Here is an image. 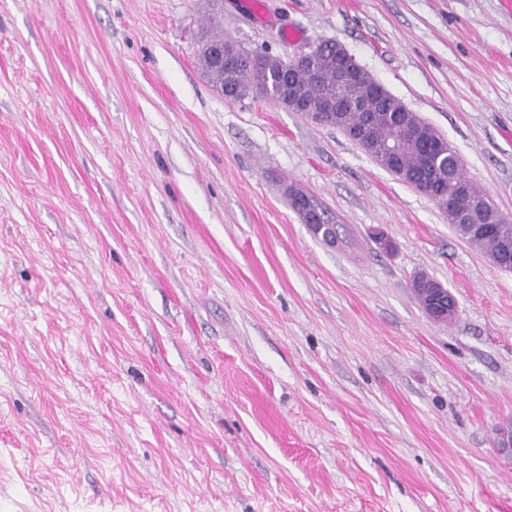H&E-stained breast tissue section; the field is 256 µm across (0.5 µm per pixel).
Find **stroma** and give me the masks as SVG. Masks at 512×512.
Listing matches in <instances>:
<instances>
[{
    "label": "stroma",
    "mask_w": 512,
    "mask_h": 512,
    "mask_svg": "<svg viewBox=\"0 0 512 512\" xmlns=\"http://www.w3.org/2000/svg\"><path fill=\"white\" fill-rule=\"evenodd\" d=\"M214 19L345 46L512 218V0H0V512H512V271L339 130L218 95ZM415 279H419L420 284L415 287L413 285V287L425 288V291L430 297V301L428 302V296L422 290L418 292V300H423L421 305L427 304L428 302L427 315L441 323H447L449 320L453 319L457 313V301L451 291L445 288L441 283L437 286L439 282L425 274H420ZM434 286L437 287L433 288Z\"/></svg>",
    "instance_id": "stroma-1"
}]
</instances>
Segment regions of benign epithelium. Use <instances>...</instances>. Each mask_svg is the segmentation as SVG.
Instances as JSON below:
<instances>
[{"label": "benign epithelium", "mask_w": 512, "mask_h": 512, "mask_svg": "<svg viewBox=\"0 0 512 512\" xmlns=\"http://www.w3.org/2000/svg\"><path fill=\"white\" fill-rule=\"evenodd\" d=\"M332 52L335 60L325 72L313 71L311 77L326 83H335L336 90L353 86L358 90V100L354 104L345 102L336 97V112L328 109L313 107L300 90V80L294 66L302 61H311L322 52ZM252 55L249 50L240 52H226L224 44L209 45L198 57V66L204 77L208 78L211 72L222 67L227 71L228 81L224 84L212 83L214 90L221 96L232 99L238 92V85L234 79L233 69L239 65V60ZM273 68L283 73L285 80L281 87L278 105L291 111L300 112L309 117V120L320 125H336L340 113L350 111L356 107L367 113L365 125L352 132L344 131L348 137L354 135L360 141H372L371 130L376 123L377 113L380 112L379 100L383 99V88L371 73L363 67L355 57L342 45L330 40H318L292 58L284 60L280 57L271 58ZM410 136V131L400 129L396 137L382 145H376L373 150L377 152L385 163L397 167V157L400 142ZM423 153L431 158H440L448 154V143L438 137L430 138L421 144ZM401 178L411 185L422 187L425 194L444 213L452 224H469L476 234L490 230L499 231L503 225L512 219L504 216L493 206H476L467 196L465 186L454 179L450 170H434L426 177H417L413 174L401 173ZM493 266L502 270H512V243L505 242L501 253L490 258ZM430 297L427 315L433 320L446 323L453 319L457 313V301L451 291L442 285L426 289Z\"/></svg>", "instance_id": "7a95c632"}]
</instances>
